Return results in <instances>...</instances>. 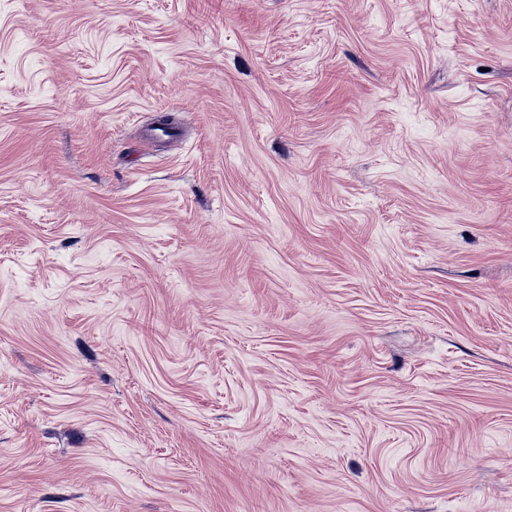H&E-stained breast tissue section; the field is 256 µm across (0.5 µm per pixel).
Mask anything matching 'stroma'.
Segmentation results:
<instances>
[{"instance_id":"35a3bbf8","label":"stroma","mask_w":512,"mask_h":512,"mask_svg":"<svg viewBox=\"0 0 512 512\" xmlns=\"http://www.w3.org/2000/svg\"><path fill=\"white\" fill-rule=\"evenodd\" d=\"M0 512H512V0H0Z\"/></svg>"}]
</instances>
